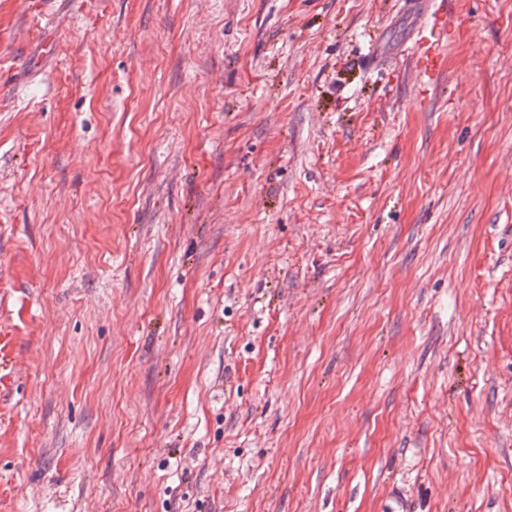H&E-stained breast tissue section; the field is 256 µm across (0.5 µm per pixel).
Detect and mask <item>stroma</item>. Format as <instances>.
<instances>
[{
	"instance_id": "obj_1",
	"label": "stroma",
	"mask_w": 512,
	"mask_h": 512,
	"mask_svg": "<svg viewBox=\"0 0 512 512\" xmlns=\"http://www.w3.org/2000/svg\"><path fill=\"white\" fill-rule=\"evenodd\" d=\"M450 8L423 95L408 0H0V512H512V0Z\"/></svg>"
}]
</instances>
